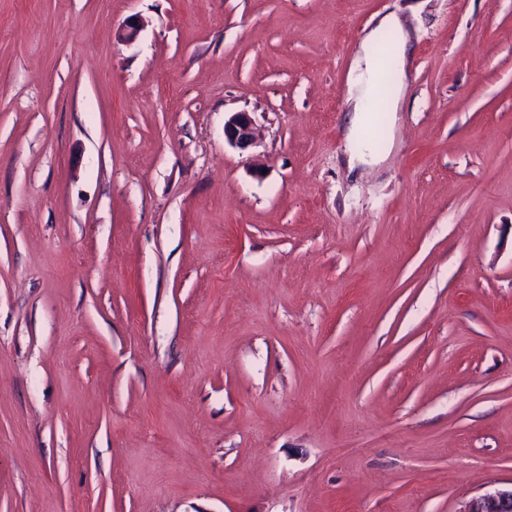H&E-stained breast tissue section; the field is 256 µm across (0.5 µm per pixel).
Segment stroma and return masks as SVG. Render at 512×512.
I'll return each instance as SVG.
<instances>
[{"instance_id": "stroma-1", "label": "stroma", "mask_w": 512, "mask_h": 512, "mask_svg": "<svg viewBox=\"0 0 512 512\" xmlns=\"http://www.w3.org/2000/svg\"><path fill=\"white\" fill-rule=\"evenodd\" d=\"M387 14L395 147L351 169ZM492 486L512 0H0V512H463ZM385 29H395L399 31V37L396 43V50L394 56L391 59L394 69L399 65L401 66V73L403 74L404 60L406 56V38L403 35L398 21L392 15H384L378 21V24L374 30H372L366 37V41L375 38L378 33ZM353 71L356 73L354 84L358 91V97L355 99L354 115L346 134L347 141L352 142L353 150L349 156L351 167L356 163L382 160L390 152L393 144L392 139H390L387 147L383 150L382 145L373 141L372 145L376 152H370L369 154L354 148L355 143L358 142L357 149H363L364 142L368 138L367 131L374 119L373 104L382 94L381 63L363 48L361 55L355 60ZM224 138L236 148L246 149L254 143V123L247 112L233 113L224 122Z\"/></svg>"}]
</instances>
